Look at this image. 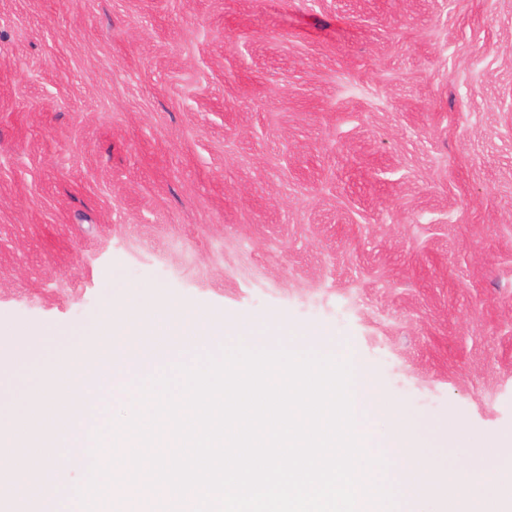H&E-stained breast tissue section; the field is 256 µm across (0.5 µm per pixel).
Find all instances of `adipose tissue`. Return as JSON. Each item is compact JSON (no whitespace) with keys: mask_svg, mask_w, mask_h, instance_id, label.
Here are the masks:
<instances>
[{"mask_svg":"<svg viewBox=\"0 0 512 512\" xmlns=\"http://www.w3.org/2000/svg\"><path fill=\"white\" fill-rule=\"evenodd\" d=\"M490 459V452L485 451L472 465L448 470L446 488L449 496H457L461 489H468L470 512H494L496 504L487 494L488 487L512 481V470L490 467Z\"/></svg>","mask_w":512,"mask_h":512,"instance_id":"adipose-tissue-1","label":"adipose tissue"}]
</instances>
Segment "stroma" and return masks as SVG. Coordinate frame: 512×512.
I'll return each instance as SVG.
<instances>
[{
    "label": "stroma",
    "instance_id": "35a3bbf8",
    "mask_svg": "<svg viewBox=\"0 0 512 512\" xmlns=\"http://www.w3.org/2000/svg\"><path fill=\"white\" fill-rule=\"evenodd\" d=\"M113 300L310 329L443 476L512 467V0H0V415Z\"/></svg>",
    "mask_w": 512,
    "mask_h": 512
}]
</instances>
